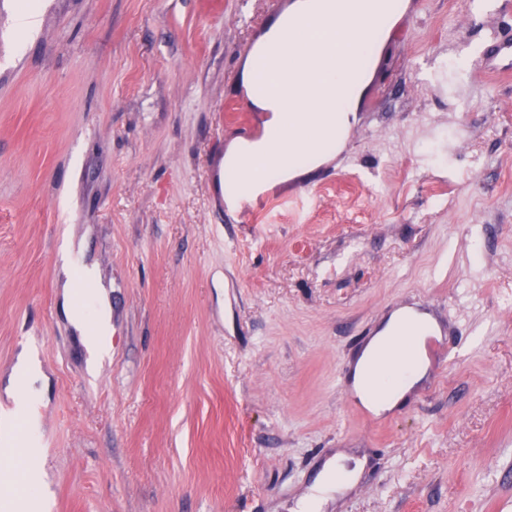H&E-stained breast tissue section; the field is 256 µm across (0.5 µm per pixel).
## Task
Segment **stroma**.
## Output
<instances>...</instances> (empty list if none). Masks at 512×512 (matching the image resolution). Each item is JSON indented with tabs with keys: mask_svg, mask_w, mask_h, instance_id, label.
<instances>
[{
	"mask_svg": "<svg viewBox=\"0 0 512 512\" xmlns=\"http://www.w3.org/2000/svg\"><path fill=\"white\" fill-rule=\"evenodd\" d=\"M0 0V413L33 350L49 512H512V78L474 52L500 0H421L381 40L344 150L295 209L225 223L219 164L263 131L234 55L273 0ZM110 290L96 372L61 294L63 248ZM447 325L391 412L347 385L406 302ZM345 474L344 468L336 464V480L333 476L330 479L329 476L322 482H318L313 487V492L309 495L299 507L302 512H310L319 510L321 505L329 498L333 493H339L347 484L342 482V476Z\"/></svg>",
	"mask_w": 512,
	"mask_h": 512,
	"instance_id": "obj_1",
	"label": "stroma"
}]
</instances>
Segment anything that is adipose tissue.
Instances as JSON below:
<instances>
[{"mask_svg": "<svg viewBox=\"0 0 512 512\" xmlns=\"http://www.w3.org/2000/svg\"><path fill=\"white\" fill-rule=\"evenodd\" d=\"M401 8L400 0H297L292 15L299 16V23H291V16L284 15L275 20L262 42L264 69H255L249 60L243 70L251 106L269 115L266 131L258 139H237L225 153L222 168L226 171L235 167L241 156L251 161L240 186L221 181L227 204L269 188L272 177L286 181L304 176L334 156L346 141L363 93L362 69L373 36L380 27L391 24ZM66 264L64 304L94 362H101L111 351L106 292L96 287L93 268L71 258ZM87 295L92 296V304L76 309V300ZM398 320L395 314L388 318L353 368V389L360 402L376 414L401 404L426 374L425 365L407 359L395 361L376 385V394H368L372 383L366 369L390 343L389 333ZM13 377L29 398V446L21 451L0 448V461L29 469L45 453L40 438L38 362L29 353H21Z\"/></svg>", "mask_w": 512, "mask_h": 512, "instance_id": "1", "label": "adipose tissue"}]
</instances>
